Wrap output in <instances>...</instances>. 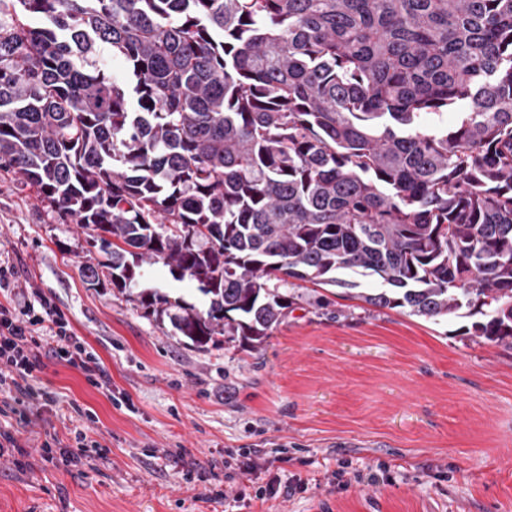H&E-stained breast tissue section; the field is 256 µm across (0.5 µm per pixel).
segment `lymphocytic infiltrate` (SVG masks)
I'll return each mask as SVG.
<instances>
[{
	"mask_svg": "<svg viewBox=\"0 0 512 512\" xmlns=\"http://www.w3.org/2000/svg\"><path fill=\"white\" fill-rule=\"evenodd\" d=\"M24 309L0 305V417L18 414L24 401L53 411V393L37 387L35 371L54 359L79 370L87 383L111 393L110 376L92 351L71 330L57 305L40 291Z\"/></svg>",
	"mask_w": 512,
	"mask_h": 512,
	"instance_id": "lymphocytic-infiltrate-1",
	"label": "lymphocytic infiltrate"
}]
</instances>
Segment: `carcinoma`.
<instances>
[{
    "instance_id": "obj_1",
    "label": "carcinoma",
    "mask_w": 512,
    "mask_h": 512,
    "mask_svg": "<svg viewBox=\"0 0 512 512\" xmlns=\"http://www.w3.org/2000/svg\"><path fill=\"white\" fill-rule=\"evenodd\" d=\"M0 171L190 347L362 277L512 350V0H0ZM148 275L145 285L159 288L160 291L167 293L172 299L181 297L186 303L195 305L197 308H204L206 298L196 290V286L188 281H174L167 268L161 265L148 267Z\"/></svg>"
}]
</instances>
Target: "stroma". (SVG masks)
<instances>
[{"mask_svg": "<svg viewBox=\"0 0 512 512\" xmlns=\"http://www.w3.org/2000/svg\"><path fill=\"white\" fill-rule=\"evenodd\" d=\"M86 229L0 171V303L40 289L112 379L111 394L66 364L37 382L58 399L45 422L0 428L35 466L0 459V512H512V350L471 339L467 318L429 320L305 282L260 347L197 350L111 285L88 287ZM86 432L97 472L41 462L49 435ZM361 472L344 483L338 467Z\"/></svg>", "mask_w": 512, "mask_h": 512, "instance_id": "stroma-1", "label": "stroma"}]
</instances>
